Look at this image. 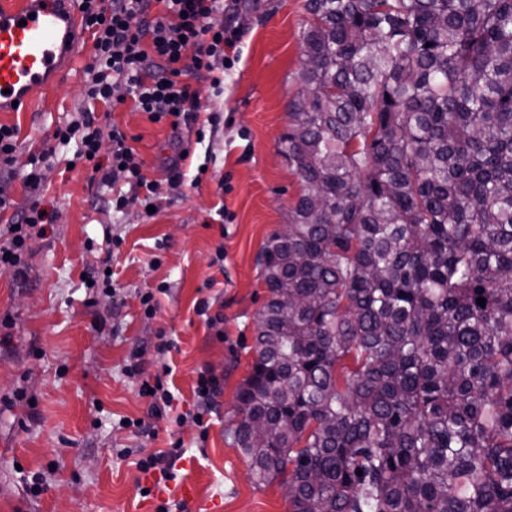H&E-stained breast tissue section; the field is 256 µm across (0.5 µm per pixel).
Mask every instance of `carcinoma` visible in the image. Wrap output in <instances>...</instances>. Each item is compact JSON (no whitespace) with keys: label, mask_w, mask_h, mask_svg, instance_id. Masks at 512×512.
<instances>
[{"label":"carcinoma","mask_w":512,"mask_h":512,"mask_svg":"<svg viewBox=\"0 0 512 512\" xmlns=\"http://www.w3.org/2000/svg\"><path fill=\"white\" fill-rule=\"evenodd\" d=\"M305 8L233 442L290 512H512V0Z\"/></svg>","instance_id":"cac0c4a2"}]
</instances>
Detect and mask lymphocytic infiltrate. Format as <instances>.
<instances>
[{
  "instance_id": "f902f5d3",
  "label": "lymphocytic infiltrate",
  "mask_w": 512,
  "mask_h": 512,
  "mask_svg": "<svg viewBox=\"0 0 512 512\" xmlns=\"http://www.w3.org/2000/svg\"><path fill=\"white\" fill-rule=\"evenodd\" d=\"M152 0H80L84 27L94 38V53L86 67L91 77L89 98L111 102L124 91L136 108L155 122L168 121L172 131L196 120L200 110L195 90L180 81L190 70L215 72L231 68L237 32L216 25L224 0H162L163 13L150 12ZM102 129L96 113L82 112L77 120L57 128L54 137L66 145L78 141L79 158L93 170H107L112 181H122L152 205L155 184L143 171L144 162L127 143L120 129H112L110 157L100 162ZM51 214L31 206L28 213L7 227L0 244V268L14 275L25 273L22 255L31 229L50 223Z\"/></svg>"
}]
</instances>
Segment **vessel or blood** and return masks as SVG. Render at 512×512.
I'll return each mask as SVG.
<instances>
[{
    "label": "vessel or blood",
    "instance_id": "b4317fda",
    "mask_svg": "<svg viewBox=\"0 0 512 512\" xmlns=\"http://www.w3.org/2000/svg\"><path fill=\"white\" fill-rule=\"evenodd\" d=\"M84 37L74 0H0V112L49 93Z\"/></svg>",
    "mask_w": 512,
    "mask_h": 512
}]
</instances>
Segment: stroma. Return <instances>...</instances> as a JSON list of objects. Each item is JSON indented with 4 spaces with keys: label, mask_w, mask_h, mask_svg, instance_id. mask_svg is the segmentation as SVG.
<instances>
[{
    "label": "stroma",
    "mask_w": 512,
    "mask_h": 512,
    "mask_svg": "<svg viewBox=\"0 0 512 512\" xmlns=\"http://www.w3.org/2000/svg\"><path fill=\"white\" fill-rule=\"evenodd\" d=\"M216 20L237 28L236 60L218 87L208 72L182 75L199 94L196 122L175 132L130 99L95 106L133 138L156 184L155 212L133 196L113 209L111 183L53 137L87 105L91 44L28 111L0 112V125L18 130L13 173L0 177V225L36 199L54 215L27 242V278L0 270V320L12 322L0 346V512H161L167 483L137 462L176 442L173 476L198 487L186 512H290L282 479L257 483L229 431L267 298L256 258L302 189L279 141L302 84L308 14L305 0H236ZM41 152L50 160L35 196L24 179ZM175 162L180 186L168 178ZM106 265L122 305L99 283ZM147 292L159 302L151 316L140 302ZM163 337L172 342L165 353L156 348ZM134 362L141 373H126ZM166 366L172 407L152 418L140 386ZM203 371L220 385L205 424H177L197 407ZM126 418L148 419L154 435L135 434ZM36 473L46 485L38 495L28 489Z\"/></svg>",
    "instance_id": "35a3bbf8"
}]
</instances>
